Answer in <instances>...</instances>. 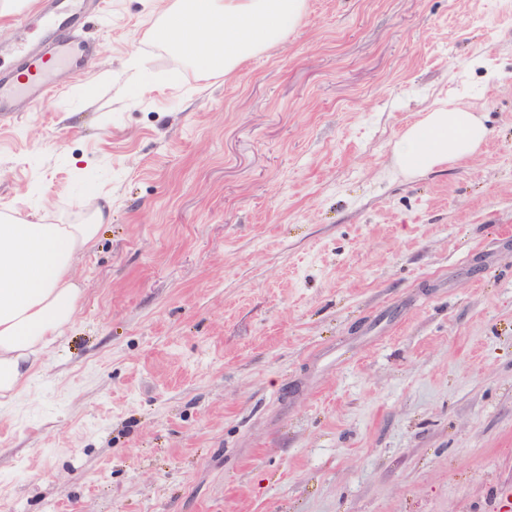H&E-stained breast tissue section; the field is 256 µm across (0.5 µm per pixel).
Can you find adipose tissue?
<instances>
[{
    "instance_id": "adipose-tissue-1",
    "label": "adipose tissue",
    "mask_w": 512,
    "mask_h": 512,
    "mask_svg": "<svg viewBox=\"0 0 512 512\" xmlns=\"http://www.w3.org/2000/svg\"><path fill=\"white\" fill-rule=\"evenodd\" d=\"M304 6L305 0H173L156 36L197 69L230 74L282 42ZM488 134L481 117L443 104L397 139L393 160L416 176L474 156ZM109 219L100 208L79 224L0 219V398L26 390L50 345L73 322L82 296L75 267Z\"/></svg>"
}]
</instances>
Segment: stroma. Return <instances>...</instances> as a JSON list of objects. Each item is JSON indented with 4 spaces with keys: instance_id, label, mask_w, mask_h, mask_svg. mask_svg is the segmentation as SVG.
Returning <instances> with one entry per match:
<instances>
[{
    "instance_id": "35a3bbf8",
    "label": "stroma",
    "mask_w": 512,
    "mask_h": 512,
    "mask_svg": "<svg viewBox=\"0 0 512 512\" xmlns=\"http://www.w3.org/2000/svg\"><path fill=\"white\" fill-rule=\"evenodd\" d=\"M0 214L112 221L0 408V512H512V0H306L234 74L104 0ZM489 139L409 177L434 101Z\"/></svg>"
}]
</instances>
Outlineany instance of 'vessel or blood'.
I'll list each match as a JSON object with an SVG mask.
<instances>
[{"mask_svg": "<svg viewBox=\"0 0 512 512\" xmlns=\"http://www.w3.org/2000/svg\"><path fill=\"white\" fill-rule=\"evenodd\" d=\"M87 0H52L35 16L17 17L16 36L0 44V115L42 102L58 90L61 70H77L90 52L73 28Z\"/></svg>", "mask_w": 512, "mask_h": 512, "instance_id": "vessel-or-blood-1", "label": "vessel or blood"}]
</instances>
